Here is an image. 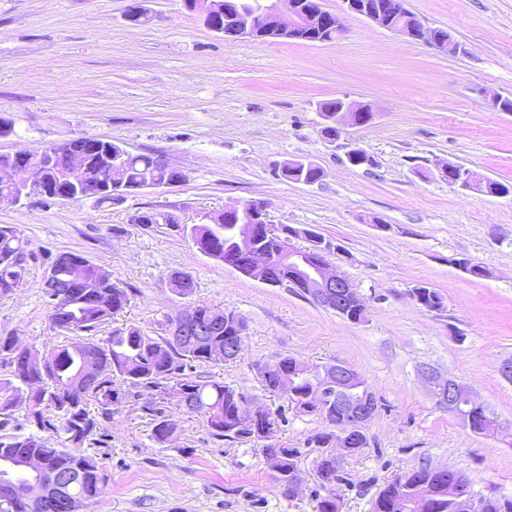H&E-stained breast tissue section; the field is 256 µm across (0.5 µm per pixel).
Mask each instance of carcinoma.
Segmentation results:
<instances>
[{
	"label": "carcinoma",
	"mask_w": 512,
	"mask_h": 512,
	"mask_svg": "<svg viewBox=\"0 0 512 512\" xmlns=\"http://www.w3.org/2000/svg\"><path fill=\"white\" fill-rule=\"evenodd\" d=\"M391 12L393 22L407 24L416 15L405 7V0H381ZM70 150L60 162L44 171L47 183L69 195L71 181L78 179L82 194L97 204L123 203L132 194L146 188L163 186L172 180L155 154L133 153L119 143L104 138L81 136L70 139ZM281 176L302 183L319 180L323 170L307 158L286 161ZM142 226L164 224L188 238L203 254L224 261V254L240 249L238 239L228 232L238 217L221 219L217 224H180L171 215L146 212ZM307 248L332 244V240L313 228L295 229ZM29 253L22 231L12 224L0 225V295L19 287ZM185 273L173 271L169 280L173 291L185 298L193 293L194 282L185 281ZM43 293L55 295L48 300L50 328L72 334L67 344L42 353L46 370H14L19 351L15 337L0 336V427L14 414L24 412L25 420L36 428L27 435L0 436V458L7 457L22 465L32 459L42 461V471L34 479V493L25 500H13L7 494L9 473L0 469V510L4 512H70L98 497L105 486L106 474L97 460L81 449L97 435L99 422L112 419V407L121 403L115 388L120 381L141 396L154 391L162 400L174 402L176 409L189 417L203 418L209 434L220 440H241L236 426V405L231 401L238 390L213 380L203 381L197 368L224 362V337L245 326L232 311L205 305H190L168 321L187 318L184 336H150L129 325L115 328L98 342L89 337L100 325L109 322L127 305L128 292L121 282L97 274L86 256L63 252L49 266ZM311 383L291 380L295 392L292 402L301 414L322 413L321 406L307 398ZM57 436L52 445L44 436ZM440 482L441 476L422 466L397 475L381 490L373 503V512H403L405 496L416 493L420 483Z\"/></svg>",
	"instance_id": "carcinoma-1"
}]
</instances>
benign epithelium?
<instances>
[{"mask_svg":"<svg viewBox=\"0 0 512 512\" xmlns=\"http://www.w3.org/2000/svg\"><path fill=\"white\" fill-rule=\"evenodd\" d=\"M349 11L361 15L377 23L379 26L403 38L420 41L424 25H395L383 12L381 6L369 0H346ZM197 10L201 13L205 26L216 31V14L220 7L215 0H200ZM333 30L335 37H340L343 24L338 15L326 10L323 0H241L234 9L224 10V35L239 42L245 39H267L270 36L280 38H298L315 36L324 28ZM374 118L372 108L361 107L356 102H342L336 113L323 116V119L336 126V135L349 125L368 124ZM0 178L11 184L10 194L1 197L0 203L21 205L33 194L51 197L53 187L43 179L41 166H4L0 168ZM253 219L255 224H241L237 229L240 241L250 242L270 235L269 220L266 208L261 202L252 201ZM281 255L288 263V277L281 280L282 287H304V294L315 303L326 307L340 317H347L346 309L352 299L358 296L354 285L331 264L328 249L300 250L287 238L281 239ZM274 259L264 252L249 254L245 248L224 255V265L238 273L271 283V267ZM297 369L304 374L315 377L322 374L325 385L310 395V398L329 399L336 403L335 421L336 446L340 454L348 455L366 438V424L377 414L379 405L371 391L359 386L360 375L344 361H336L326 366L310 367L303 364ZM429 381L437 384L441 394V403L448 411L456 415L465 426L475 431L478 421L484 419L487 410L483 409L473 395L471 389L458 379L448 376L438 380L429 376ZM265 409L250 408L248 403L239 405L238 429L250 432V437L258 440H270L276 430L267 426L257 427L263 419ZM265 455L275 471L280 475L288 491L295 490L297 472L282 466L283 456L276 454V448L267 446ZM436 472L444 476V483L436 488L423 486L409 503L415 512H432L435 501L450 498L455 512H485L486 501L474 493L470 479L457 471L438 468ZM315 473L321 485L326 488L339 482L340 467L336 457H329L324 462L315 464Z\"/></svg>","mask_w":512,"mask_h":512,"instance_id":"obj_1","label":"benign epithelium"}]
</instances>
